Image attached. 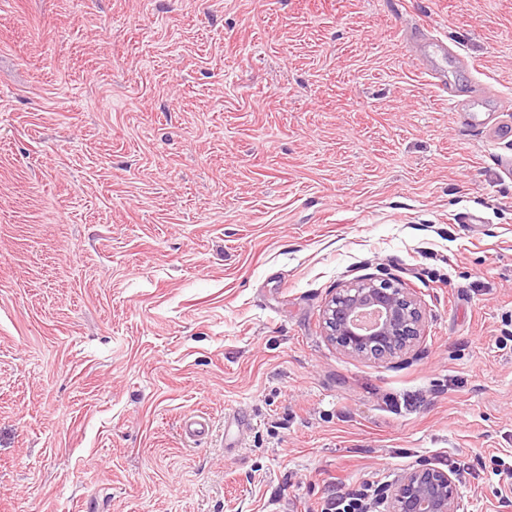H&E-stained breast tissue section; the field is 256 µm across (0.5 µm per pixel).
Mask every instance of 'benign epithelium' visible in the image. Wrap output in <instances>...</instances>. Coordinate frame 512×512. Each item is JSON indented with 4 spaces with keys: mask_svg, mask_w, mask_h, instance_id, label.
Masks as SVG:
<instances>
[{
    "mask_svg": "<svg viewBox=\"0 0 512 512\" xmlns=\"http://www.w3.org/2000/svg\"><path fill=\"white\" fill-rule=\"evenodd\" d=\"M326 336L344 352L386 360L424 334L421 301L393 278L365 277L336 289L322 310ZM384 512H459L456 481L447 471L422 467L385 492Z\"/></svg>",
    "mask_w": 512,
    "mask_h": 512,
    "instance_id": "benign-epithelium-1",
    "label": "benign epithelium"
}]
</instances>
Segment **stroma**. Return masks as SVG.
<instances>
[{"mask_svg":"<svg viewBox=\"0 0 512 512\" xmlns=\"http://www.w3.org/2000/svg\"><path fill=\"white\" fill-rule=\"evenodd\" d=\"M365 275L411 353L327 340ZM447 459L512 512V0H0V512H320ZM322 323L338 348L374 360L402 354L424 334L421 301L393 278L365 277L336 288ZM371 485L365 484L363 489L352 493H343L336 488V493L328 496L321 508V512H371L368 510Z\"/></svg>","mask_w":512,"mask_h":512,"instance_id":"35a3bbf8","label":"stroma"}]
</instances>
